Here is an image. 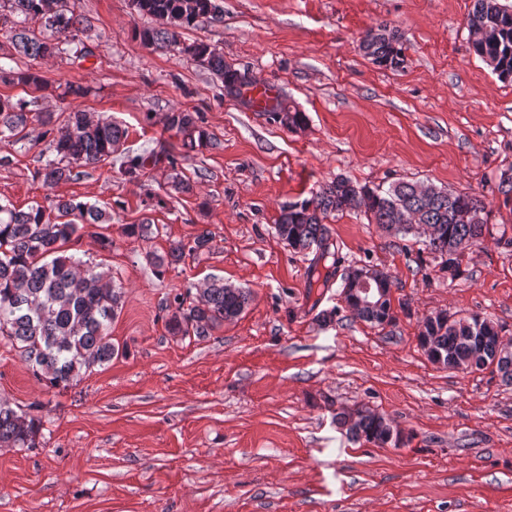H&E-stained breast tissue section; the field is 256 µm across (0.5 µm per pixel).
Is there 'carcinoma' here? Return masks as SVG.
Wrapping results in <instances>:
<instances>
[{"mask_svg": "<svg viewBox=\"0 0 512 512\" xmlns=\"http://www.w3.org/2000/svg\"><path fill=\"white\" fill-rule=\"evenodd\" d=\"M142 15L155 19L159 27L143 33L147 46L160 45L189 56L218 75L225 95L244 98L258 83L246 71L224 62V53L215 46L196 42L186 45L181 30L201 18L220 20L222 0H132ZM14 18L9 29L13 48L32 59L65 54L75 60L93 56L85 41L86 20L69 0H0V19ZM39 23L38 30L26 22ZM469 39L475 53L501 76L512 75V9L500 0H473L467 16ZM361 48L376 65L399 68L404 59L399 35L385 26L366 31ZM0 81L18 83L35 91L46 89L42 76L30 69L21 72L0 67ZM36 103L0 98V134L9 132L15 142L26 139L30 119L40 113L29 109ZM265 112L275 124L288 130L301 127L304 113L284 101L274 99ZM47 145L38 156V174L53 187L74 177L77 167H92L112 160L127 132L108 118L73 110L62 120L44 121ZM166 125L182 136V148L192 150L208 140L195 112H170ZM177 164L174 148L164 145L144 153L127 152L120 170L136 179L149 166ZM364 209L368 220L383 230L406 237L423 234L426 247L439 258L440 270L456 278L464 258L485 236L493 233L485 206L467 192H448L421 183L399 182L384 189L359 185L338 177L311 197L281 207L275 230L280 240L296 252L317 254L316 261L333 258L329 228L325 220L332 213ZM111 221L106 210L75 198L58 197L50 207L18 210L0 204V339L18 349L34 376L53 387H69L80 382L97 367L126 355V348L112 342V323L123 308V287L69 253V245L81 237L87 226L99 227ZM122 234L145 240L152 234L150 224H124ZM211 233L202 230L188 241L173 243L162 255L148 254L157 270L177 264L187 255L208 247ZM250 300V293L213 281L192 292L187 288L173 296L166 327L174 336L203 339L226 321L237 318ZM353 315L375 326L395 320L391 298L378 308H350ZM503 327L478 314L426 316L419 331V347L428 356L441 357V367L466 373L496 372L512 385V350L501 343ZM43 405L18 412L0 399V447L37 448L43 438ZM354 441L376 447L404 444L400 432L383 415L369 410L357 417L341 415Z\"/></svg>", "mask_w": 512, "mask_h": 512, "instance_id": "carcinoma-1", "label": "carcinoma"}]
</instances>
